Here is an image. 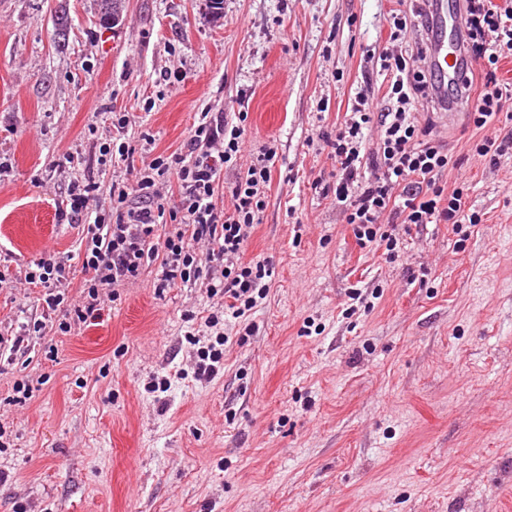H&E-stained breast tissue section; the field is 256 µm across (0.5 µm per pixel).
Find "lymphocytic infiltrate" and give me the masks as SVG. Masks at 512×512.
Listing matches in <instances>:
<instances>
[{
	"mask_svg": "<svg viewBox=\"0 0 512 512\" xmlns=\"http://www.w3.org/2000/svg\"><path fill=\"white\" fill-rule=\"evenodd\" d=\"M466 37L464 51L486 58L481 72L465 70L455 95L472 98L470 121L481 136L471 150L490 165L512 157V132L500 135L493 127L504 113L512 112V86L498 82L500 57L512 54V0H463ZM381 70L391 77L387 96L391 106L378 114L373 96L360 90L350 117L326 145L336 161L332 190L347 205V222L360 244H385L395 251L399 228L421 224H472L463 188L445 187L443 172L453 162L451 155L431 142V124H419L408 105L415 96L433 97L436 85L423 50L379 54ZM379 123L381 141L375 152H366L363 130ZM243 130L221 112L200 113L185 150L154 157L137 174L135 190L139 205L127 203L125 188L112 186L110 217L95 215L85 234L83 266L92 276L84 285V302L76 309L78 321L98 313L100 291L119 288L139 280L148 266H155L153 286L157 294L177 284L206 280L211 295L224 298L221 312L211 313L209 323L220 317H243L263 298L272 270L267 261L245 260V246L255 224L260 223L266 187L275 153L266 147L254 156L246 173L230 190V208H218L215 194L225 164L243 149ZM176 177L180 202L166 211L159 191L160 180ZM169 217L173 229L162 245H155L158 220ZM26 284L43 288L42 310L54 314L65 301L68 275L64 263L42 258L24 275ZM43 320L23 327V336H39Z\"/></svg>",
	"mask_w": 512,
	"mask_h": 512,
	"instance_id": "obj_1",
	"label": "lymphocytic infiltrate"
}]
</instances>
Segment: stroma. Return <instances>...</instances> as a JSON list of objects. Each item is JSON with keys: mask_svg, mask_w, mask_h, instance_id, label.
Here are the masks:
<instances>
[{"mask_svg": "<svg viewBox=\"0 0 512 512\" xmlns=\"http://www.w3.org/2000/svg\"><path fill=\"white\" fill-rule=\"evenodd\" d=\"M398 0H0V273L66 265L54 327L0 358V512H512V160L432 120L480 224L411 228L398 253L361 246L329 186L324 138L362 89L389 106L376 59ZM180 71L170 84L166 72ZM236 117L241 159L276 151L246 259L267 295L207 330L204 284L155 294L153 269L76 323L90 274L73 182L129 188L179 150L202 109ZM133 159L102 162L103 128ZM43 288L0 290V336L40 318ZM70 322L61 333L59 322ZM253 333H246V326ZM225 336L208 379L189 335ZM29 383L30 399L14 397Z\"/></svg>", "mask_w": 512, "mask_h": 512, "instance_id": "obj_1", "label": "stroma"}]
</instances>
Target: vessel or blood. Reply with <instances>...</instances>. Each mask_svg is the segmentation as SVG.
Returning <instances> with one entry per match:
<instances>
[{
    "label": "vessel or blood",
    "mask_w": 512,
    "mask_h": 512,
    "mask_svg": "<svg viewBox=\"0 0 512 512\" xmlns=\"http://www.w3.org/2000/svg\"><path fill=\"white\" fill-rule=\"evenodd\" d=\"M429 19L424 45L428 65L438 83L456 84L464 67L460 42L464 32L456 0H423Z\"/></svg>",
    "instance_id": "vessel-or-blood-1"
}]
</instances>
